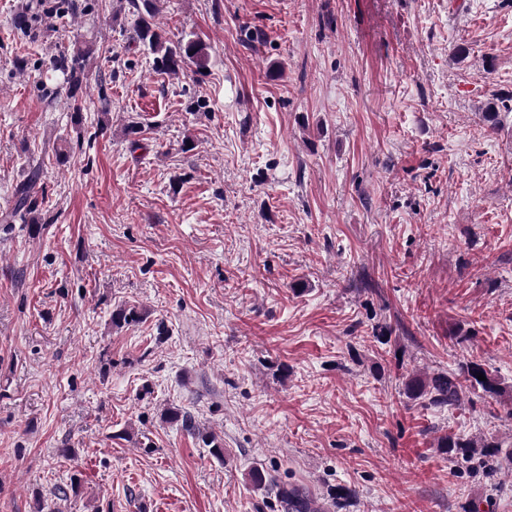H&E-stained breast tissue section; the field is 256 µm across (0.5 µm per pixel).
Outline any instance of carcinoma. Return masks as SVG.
<instances>
[{
    "label": "carcinoma",
    "mask_w": 512,
    "mask_h": 512,
    "mask_svg": "<svg viewBox=\"0 0 512 512\" xmlns=\"http://www.w3.org/2000/svg\"><path fill=\"white\" fill-rule=\"evenodd\" d=\"M129 3L136 17L134 37L154 55L156 71L176 75L202 57L204 47L200 41L191 37L174 41L159 30L154 22L157 14L155 0H129ZM86 55L88 51L78 48L71 53L55 55L50 61L54 70L66 76L67 95L74 100L79 98L83 83L88 80ZM37 178L38 174H33L29 183L17 190L12 215L22 216L35 208ZM140 317L141 313L136 307L120 305L112 311V324L130 325L138 322ZM479 373L485 376V380H478ZM476 392L497 402L507 393V387L480 361L469 356L462 357L451 372L432 376L413 375L405 380L402 388V394L410 401L449 410L459 408L468 395ZM437 447L458 462L479 467L491 463L502 469L509 462V454L502 451L501 443L493 436L467 438L447 433L438 437ZM278 496L285 512H322L314 498L297 485L282 484L278 487Z\"/></svg>",
    "instance_id": "carcinoma-1"
}]
</instances>
